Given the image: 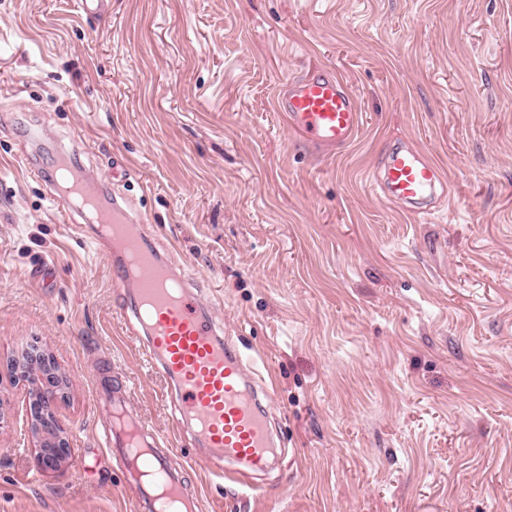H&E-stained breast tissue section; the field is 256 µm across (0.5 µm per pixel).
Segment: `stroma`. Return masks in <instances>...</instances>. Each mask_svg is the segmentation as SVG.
I'll use <instances>...</instances> for the list:
<instances>
[{
	"mask_svg": "<svg viewBox=\"0 0 512 512\" xmlns=\"http://www.w3.org/2000/svg\"><path fill=\"white\" fill-rule=\"evenodd\" d=\"M0 0V359L38 346L69 384L46 472L0 369V512H132L109 394L171 437V389L114 308L112 269L52 196L71 142L240 338L281 438L242 494L192 464L204 512H512V0ZM328 68L356 95L326 154L275 110ZM417 145L447 194L376 195Z\"/></svg>",
	"mask_w": 512,
	"mask_h": 512,
	"instance_id": "obj_1",
	"label": "stroma"
}]
</instances>
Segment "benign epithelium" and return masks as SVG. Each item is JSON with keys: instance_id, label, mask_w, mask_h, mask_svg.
Segmentation results:
<instances>
[{"instance_id": "7a95c632", "label": "benign epithelium", "mask_w": 512, "mask_h": 512, "mask_svg": "<svg viewBox=\"0 0 512 512\" xmlns=\"http://www.w3.org/2000/svg\"><path fill=\"white\" fill-rule=\"evenodd\" d=\"M13 381L27 386L26 399L33 438L32 451L44 470L62 468L70 454L69 438L52 409L64 379L57 374L49 355H23L5 361Z\"/></svg>"}]
</instances>
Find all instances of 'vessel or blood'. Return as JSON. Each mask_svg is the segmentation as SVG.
<instances>
[{"label":"vessel or blood","instance_id":"b4317fda","mask_svg":"<svg viewBox=\"0 0 512 512\" xmlns=\"http://www.w3.org/2000/svg\"><path fill=\"white\" fill-rule=\"evenodd\" d=\"M277 109L293 132L323 147L346 143L360 123L354 93L322 67L287 86ZM57 175L62 187L92 210V223L112 246L107 259L114 286L133 297L120 314L126 324L145 330L146 358L174 385V428L191 430L200 443L191 454L161 447L158 432L128 415V380L115 383L105 440L126 463L124 483L136 489L133 512H203L198 492L186 480L192 461L203 463L219 479L253 487L273 440L241 350L202 314L196 281L145 247L138 229L144 218L132 210L128 198L102 203L104 180L74 171L63 157ZM442 182L439 168L411 145L392 149L372 176L378 196L416 214Z\"/></svg>","mask_w":512,"mask_h":512}]
</instances>
